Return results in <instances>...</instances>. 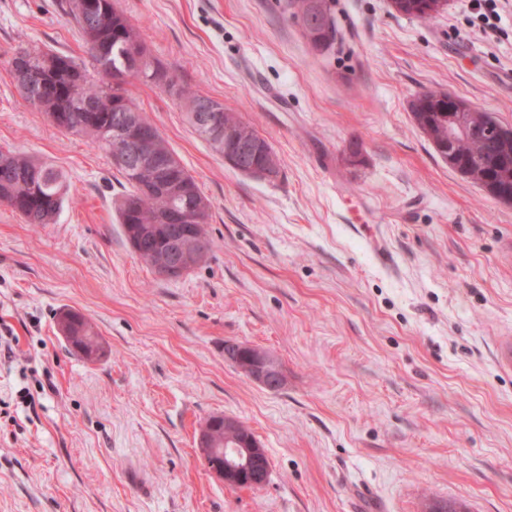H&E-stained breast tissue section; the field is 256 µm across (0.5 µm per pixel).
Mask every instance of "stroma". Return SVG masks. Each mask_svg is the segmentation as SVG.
Listing matches in <instances>:
<instances>
[{
  "label": "stroma",
  "instance_id": "35a3bbf8",
  "mask_svg": "<svg viewBox=\"0 0 512 512\" xmlns=\"http://www.w3.org/2000/svg\"><path fill=\"white\" fill-rule=\"evenodd\" d=\"M284 0H116L179 84L273 146L276 181L239 174L177 97L133 102L211 203L206 261L158 277L117 221L106 151L18 94V47L83 56L61 0H0V147L61 168L53 224L0 205V512H424L427 499L512 512V204L452 169L413 119L437 89L512 126V0L496 28L468 0L423 22L390 0H334L336 52L309 51ZM360 143L356 162L348 157ZM89 318L104 353L71 351L57 315ZM273 355L266 390L224 359ZM214 415L244 422L269 483L204 465ZM224 359L259 386L276 391L286 383L278 361L269 353L235 341H225Z\"/></svg>",
  "mask_w": 512,
  "mask_h": 512
}]
</instances>
